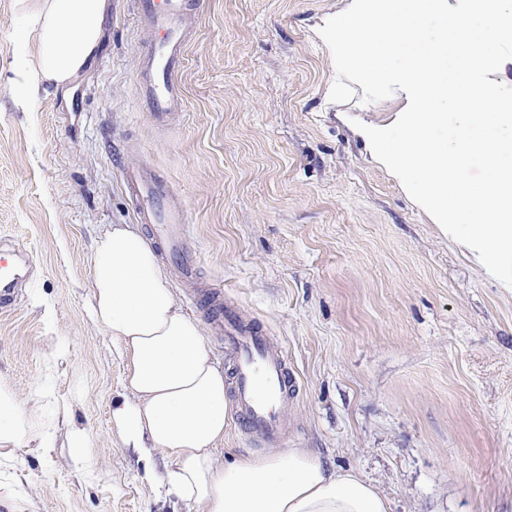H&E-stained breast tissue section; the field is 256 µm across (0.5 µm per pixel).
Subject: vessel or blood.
Here are the masks:
<instances>
[{
    "label": "vessel or blood",
    "mask_w": 512,
    "mask_h": 512,
    "mask_svg": "<svg viewBox=\"0 0 512 512\" xmlns=\"http://www.w3.org/2000/svg\"><path fill=\"white\" fill-rule=\"evenodd\" d=\"M136 16L151 38L142 56L148 78L140 93L150 112L164 116L183 107L179 69L186 48L190 23L198 14V5L189 0H133ZM126 185L137 200V220L152 227L166 252L186 253L183 210L167 202L169 190L154 175L129 171ZM16 254L0 248V310L9 309L20 294L23 277ZM201 302L214 312L224 336L230 360V384L234 416L242 433L268 446L286 440L291 423L288 410L295 397V382L284 357L273 349L256 322L241 319L224 303L223 293L207 288Z\"/></svg>",
    "instance_id": "b4317fda"
}]
</instances>
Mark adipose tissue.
<instances>
[{
	"mask_svg": "<svg viewBox=\"0 0 512 512\" xmlns=\"http://www.w3.org/2000/svg\"><path fill=\"white\" fill-rule=\"evenodd\" d=\"M107 0H20L31 49L10 84L23 103L43 85L63 87L92 63ZM94 315L129 359L130 397L112 419L145 461L170 462L157 497L188 512H389L384 496L355 471L331 468L308 448L220 461L228 398L200 324L177 303L165 269L137 226L116 224L95 244ZM34 434L15 392L0 385V444Z\"/></svg>",
	"mask_w": 512,
	"mask_h": 512,
	"instance_id": "ef3b65f1",
	"label": "adipose tissue"
}]
</instances>
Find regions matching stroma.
<instances>
[{"label": "stroma", "instance_id": "obj_1", "mask_svg": "<svg viewBox=\"0 0 512 512\" xmlns=\"http://www.w3.org/2000/svg\"><path fill=\"white\" fill-rule=\"evenodd\" d=\"M350 0H203L179 73L182 111L140 94L150 39L108 0L92 68L34 106L8 80L28 24L0 0V243L29 281L0 311V383L39 436L0 449V512H185L155 497L112 423L127 361L93 318L92 247L137 217L124 173L170 187L199 284L262 323L298 386L290 448H310L385 495L391 512H512V288L449 237L374 156L360 125H392L397 96L329 99L318 31ZM191 310L176 262L160 255ZM84 431L90 468L76 466Z\"/></svg>", "mask_w": 512, "mask_h": 512}]
</instances>
